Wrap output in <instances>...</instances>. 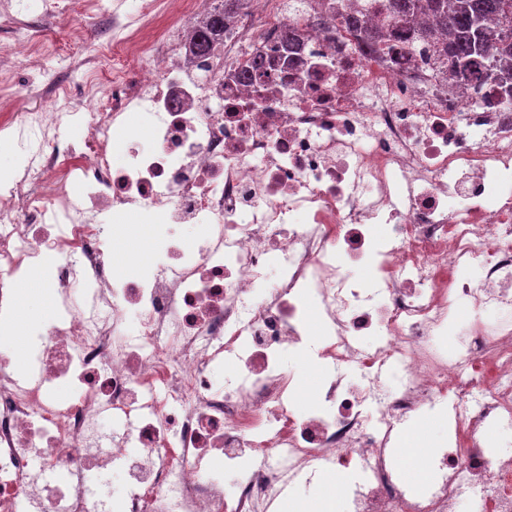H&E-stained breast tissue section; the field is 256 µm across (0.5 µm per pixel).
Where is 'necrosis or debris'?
I'll return each mask as SVG.
<instances>
[{
    "mask_svg": "<svg viewBox=\"0 0 512 512\" xmlns=\"http://www.w3.org/2000/svg\"><path fill=\"white\" fill-rule=\"evenodd\" d=\"M218 2L87 0L109 37L81 19L71 36L112 52L109 107L60 82L51 111L0 116L26 155L0 186V319L36 260L54 258L57 300L30 377L0 331V512H100L86 475L114 466L120 512H274L327 469L349 512H512V456L481 439L512 425V107L399 40L364 55L342 22L360 0H249L190 58ZM258 51L287 70L241 82ZM72 124L84 138L61 142ZM111 213L198 235L120 276ZM462 304L481 317L450 353ZM289 349L328 368L305 411ZM427 408L452 437L414 491L393 442Z\"/></svg>",
    "mask_w": 512,
    "mask_h": 512,
    "instance_id": "4bbe7bcc",
    "label": "necrosis or debris"
}]
</instances>
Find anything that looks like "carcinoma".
<instances>
[{
	"mask_svg": "<svg viewBox=\"0 0 512 512\" xmlns=\"http://www.w3.org/2000/svg\"><path fill=\"white\" fill-rule=\"evenodd\" d=\"M245 0H222L205 22L194 44L199 56L224 34L229 19ZM386 18L408 25L414 39L428 51L451 59L456 72L477 71L479 82H489L512 99V0H370ZM359 32L358 47L374 52L385 34L365 25L361 16L346 17Z\"/></svg>",
	"mask_w": 512,
	"mask_h": 512,
	"instance_id": "1",
	"label": "carcinoma"
}]
</instances>
